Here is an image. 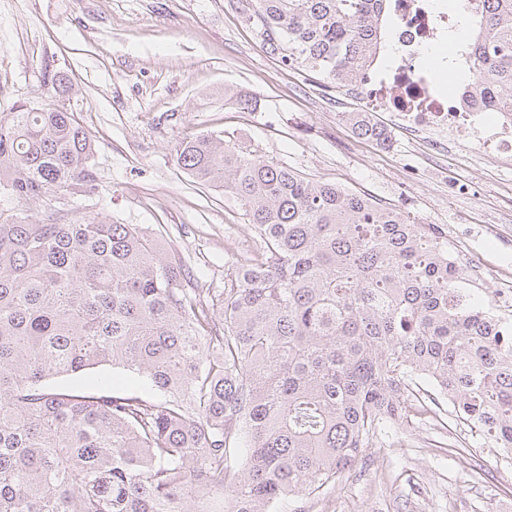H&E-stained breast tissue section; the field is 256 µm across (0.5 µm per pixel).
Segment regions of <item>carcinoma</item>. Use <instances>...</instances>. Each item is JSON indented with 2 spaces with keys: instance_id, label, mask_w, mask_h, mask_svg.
Masks as SVG:
<instances>
[{
  "instance_id": "1",
  "label": "carcinoma",
  "mask_w": 512,
  "mask_h": 512,
  "mask_svg": "<svg viewBox=\"0 0 512 512\" xmlns=\"http://www.w3.org/2000/svg\"><path fill=\"white\" fill-rule=\"evenodd\" d=\"M267 52L341 89L376 63L392 0H248ZM471 28L474 97L512 112V0H448ZM386 146L387 128L346 112ZM96 150L64 103L0 113V512H275L315 496L392 426L425 378L512 452V322L470 291L433 224L237 147L183 139L195 183L242 202L261 259L216 303L134 224L36 220L34 200L95 194ZM143 378L148 396L99 378ZM105 375H110L112 377L114 376V378L117 377L119 379H124V380L127 377H132L137 380V383H123L116 387L117 389H120L122 391L139 394L142 392L143 388L145 387L144 383L138 377L132 375L128 371H124L122 368L117 367V368L112 369V367H110V366H103L96 370L87 372V373L83 374L80 379L61 378L58 380L74 382V383L91 382V381H96L97 378H99L100 376H105Z\"/></svg>"
}]
</instances>
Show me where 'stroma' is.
Listing matches in <instances>:
<instances>
[{"label": "stroma", "instance_id": "stroma-1", "mask_svg": "<svg viewBox=\"0 0 512 512\" xmlns=\"http://www.w3.org/2000/svg\"><path fill=\"white\" fill-rule=\"evenodd\" d=\"M247 0H0V113L20 102L56 103L50 73L66 78L61 100L97 145L92 199L59 218L136 224L213 291L259 242L242 204L194 183L177 165L185 137L220 132L233 143L437 225L489 265L476 283L485 302L512 281V170L473 137L435 143L373 118L383 146L358 138L343 115L359 99L332 93L266 53L243 22ZM252 112L226 104L233 92ZM448 402L425 405L390 432L387 447L319 496L292 498L290 512H512V456L460 433Z\"/></svg>", "mask_w": 512, "mask_h": 512}]
</instances>
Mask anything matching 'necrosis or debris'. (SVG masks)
Here are the masks:
<instances>
[{"label":"necrosis or debris","instance_id":"necrosis-or-debris-1","mask_svg":"<svg viewBox=\"0 0 512 512\" xmlns=\"http://www.w3.org/2000/svg\"><path fill=\"white\" fill-rule=\"evenodd\" d=\"M393 55L383 71L362 76L354 89L365 111L383 107L395 112L405 127L441 137L473 135L487 154L512 162V113L494 115L461 109L454 99L432 93L418 68L425 52L444 42L451 20L437 0H395Z\"/></svg>","mask_w":512,"mask_h":512}]
</instances>
